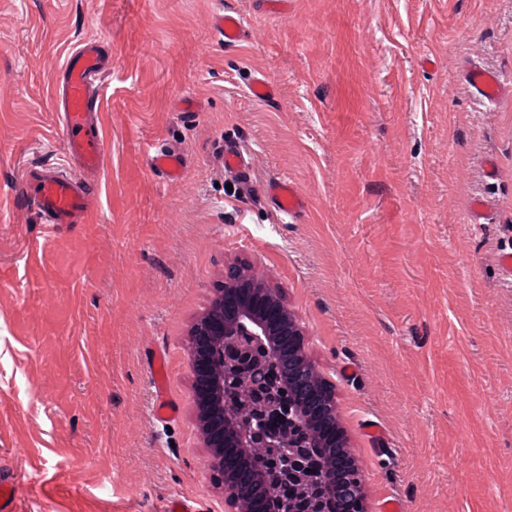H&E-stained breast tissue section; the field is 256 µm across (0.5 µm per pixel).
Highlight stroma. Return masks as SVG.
Segmentation results:
<instances>
[{"label": "stroma", "instance_id": "obj_1", "mask_svg": "<svg viewBox=\"0 0 512 512\" xmlns=\"http://www.w3.org/2000/svg\"><path fill=\"white\" fill-rule=\"evenodd\" d=\"M244 20L225 45L216 12ZM112 50L84 224H45L27 169L65 160L69 50ZM512 0H0V463L13 512H224L185 343L250 259L333 386L365 512H512ZM276 88L254 99L251 78ZM249 180L225 172V146ZM181 153L180 178L150 154ZM494 176H487V169ZM285 178L306 203L283 219ZM485 220L469 221L473 199ZM165 352L176 416L158 420ZM384 429L374 437L369 425ZM468 83L478 96L481 103H490L499 98L505 91L511 92V83L496 71L474 66L468 71ZM267 193L284 217H294L303 212L305 199L290 181L277 179L269 183Z\"/></svg>", "mask_w": 512, "mask_h": 512}]
</instances>
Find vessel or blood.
Returning a JSON list of instances; mask_svg holds the SVG:
<instances>
[{"mask_svg": "<svg viewBox=\"0 0 512 512\" xmlns=\"http://www.w3.org/2000/svg\"><path fill=\"white\" fill-rule=\"evenodd\" d=\"M213 25L225 45H234L243 35V21L237 13H218ZM111 70V54L105 53L97 40L87 39L67 55L53 85V108L60 116L64 151L70 163L88 172L99 170L105 161V137L96 88L102 76ZM468 83L482 103L493 102L512 89V84L506 83L498 72L477 66L469 69ZM150 164L171 177L179 176L183 169L182 157L171 152L152 155ZM24 193L33 197L46 224L87 222L95 195L91 187L62 166L41 167L28 173L24 178ZM267 193L284 217L299 215L305 207L304 197L290 181L278 179L269 183ZM151 372L158 395L155 413L161 418L173 416L176 408L165 395L169 379L165 355L154 357Z\"/></svg>", "mask_w": 512, "mask_h": 512, "instance_id": "obj_1", "label": "vessel or blood"}]
</instances>
